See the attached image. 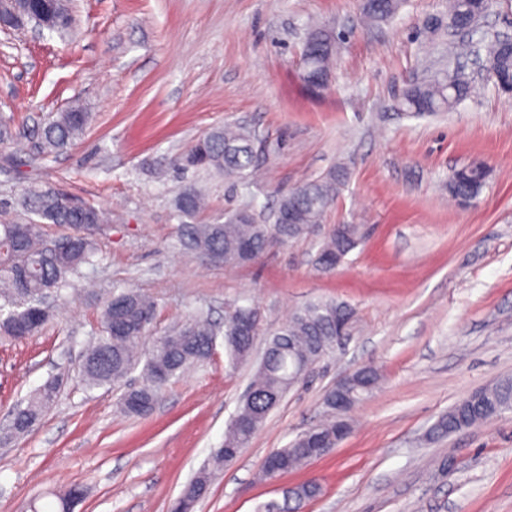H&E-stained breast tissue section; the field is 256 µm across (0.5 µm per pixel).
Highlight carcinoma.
Returning a JSON list of instances; mask_svg holds the SVG:
<instances>
[{"label":"carcinoma","mask_w":512,"mask_h":512,"mask_svg":"<svg viewBox=\"0 0 512 512\" xmlns=\"http://www.w3.org/2000/svg\"><path fill=\"white\" fill-rule=\"evenodd\" d=\"M487 0H448V29L468 27L474 10ZM402 0H365L363 11L369 21H382L393 16ZM25 17L47 28L63 32L70 28L71 13L65 0H18ZM307 54L301 55V73L305 84L330 75L336 53V39L326 29L308 33ZM484 52L492 76L512 78V54L502 50L495 38L481 35L462 44L466 53L474 48ZM471 92V85L457 76H446L433 84H412L397 101L398 108L408 114L421 115L453 108ZM89 113L75 105L56 113L37 132L38 148L48 157L77 139L85 130ZM182 169L214 170L226 178L244 179L259 166L254 159V135L241 124L215 128L174 160ZM486 177L483 167L456 170L448 179V194L459 202L474 200ZM348 179V171L336 166L325 176L306 182L281 195L278 208L291 210L295 223L266 224L252 210L238 208L224 215L205 220V195L201 188L189 185L175 202L181 224L178 238L201 258L210 256L227 267L248 265L276 246L284 245L308 234L320 223L327 207L335 200ZM72 195L56 189L29 186L22 193L21 203L30 218L23 223L0 224V338L21 340L39 333L54 320V309L41 302L47 294H58L81 266L93 263L97 254L92 232L110 223L108 213L83 200L70 203ZM58 226L75 231L64 247L54 244V238L43 228ZM360 242L355 224H338L320 243L316 264L324 270L338 267ZM156 311V302L139 290L124 289L105 299L100 313L101 335L87 347L81 370L86 389L123 384L118 398L121 409L128 415L145 417L161 399L166 387L191 367L211 357L216 347L217 330L202 316L187 319L176 327L179 335L155 338L144 346L151 322L148 314ZM251 311L249 306L236 307L224 317V345L231 362L239 365L251 359L259 337H264L265 357L258 361L249 382L254 395L253 405L236 411L239 421L228 424L224 443L215 452L218 463H224V451L246 448L271 411L275 397L288 392L290 381L301 367L314 368L337 348L339 336L353 331L356 310L345 302H310L297 310L281 328L267 335L264 328L246 334L240 327V315ZM139 372L140 382L130 383L129 377ZM360 389L354 398L360 399L376 389L381 381L378 370L363 368L357 375ZM56 382L46 383L26 402L12 411L11 436L31 431L55 401ZM483 406L473 410L464 398L448 408L433 427V435H451L512 409V377L500 379L480 389ZM323 419L303 432V436L319 435L327 447H336L350 433L349 415L336 411V392L328 391L322 400ZM278 460V473H286L307 464L298 451L297 441L268 455ZM213 472L202 469L185 487L182 498L197 502L206 493ZM321 486L306 482L294 487L286 499L297 504L318 497Z\"/></svg>","instance_id":"obj_1"}]
</instances>
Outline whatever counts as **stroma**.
Segmentation results:
<instances>
[{"mask_svg":"<svg viewBox=\"0 0 512 512\" xmlns=\"http://www.w3.org/2000/svg\"><path fill=\"white\" fill-rule=\"evenodd\" d=\"M363 0H70V33L0 30V222L26 217L27 186L61 188L107 210L94 265L73 276L53 324L0 343V428L46 382L59 393L30 432L0 445V512H168L211 461L254 367H230L224 347L188 370L145 418L113 395L86 391L83 349L112 290L157 302L152 335L204 314L257 305L268 330L315 299L344 301L357 321L344 348L270 412L236 462L216 473L196 512H260L309 480L321 495L301 512H512V411L432 441L428 432L473 391L512 376V99L483 58L459 57L448 0H403L364 23ZM343 33L325 89L301 81L310 24ZM475 91L451 111L412 118L405 88L452 69ZM80 101L91 121L53 157L38 127ZM249 127L263 173L236 186L170 160L212 128ZM480 161L478 197H448L454 170ZM346 165L349 180L306 237L227 269L184 250L174 202L208 190L206 217L247 207L269 216L282 192ZM361 242L336 269L315 264L333 225ZM371 365L378 389L350 413L352 432L330 454L274 479L265 457L316 424L336 379Z\"/></svg>","mask_w":512,"mask_h":512,"instance_id":"stroma-1","label":"stroma"}]
</instances>
